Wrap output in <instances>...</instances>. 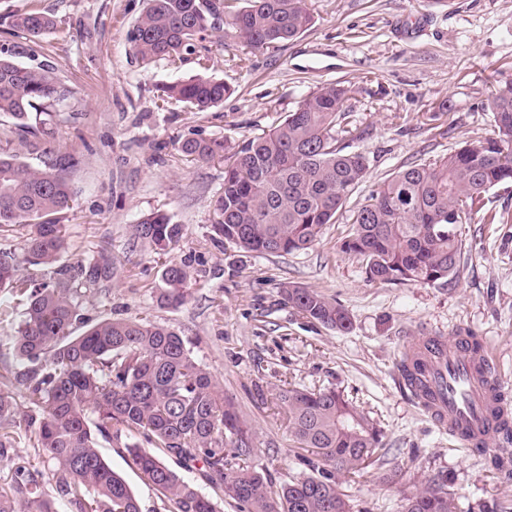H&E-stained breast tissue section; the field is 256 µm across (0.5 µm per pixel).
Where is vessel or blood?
Segmentation results:
<instances>
[{
  "label": "vessel or blood",
  "instance_id": "obj_1",
  "mask_svg": "<svg viewBox=\"0 0 512 512\" xmlns=\"http://www.w3.org/2000/svg\"><path fill=\"white\" fill-rule=\"evenodd\" d=\"M402 379L417 407L449 438L470 451L490 449L512 426V407L500 386L488 346L473 347L464 334L426 336L401 357Z\"/></svg>",
  "mask_w": 512,
  "mask_h": 512
}]
</instances>
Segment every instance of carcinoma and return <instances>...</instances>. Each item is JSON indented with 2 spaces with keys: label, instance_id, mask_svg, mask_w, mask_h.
Returning a JSON list of instances; mask_svg holds the SVG:
<instances>
[{
  "label": "carcinoma",
  "instance_id": "1",
  "mask_svg": "<svg viewBox=\"0 0 512 512\" xmlns=\"http://www.w3.org/2000/svg\"><path fill=\"white\" fill-rule=\"evenodd\" d=\"M13 26L39 40L54 28L51 16L28 11ZM313 15L306 0H147L129 33L137 59L182 58L205 49L208 33L233 30L244 49L260 52L306 32ZM0 48V114L26 134L47 135L52 108L71 90L47 63L24 65ZM163 96L203 112L221 103L224 81L197 74L161 88ZM346 90L327 83L304 96L270 130L234 148L227 141L188 138L179 150L190 160L224 157V190L214 203V232L245 253L304 252L320 238L368 174L366 157L344 142L362 136L344 109ZM494 135L464 143L428 163L391 173L352 215L341 239L343 253L362 260L366 278L382 284L442 285L460 275L459 226L484 206L493 187L512 182V81L489 100ZM75 159L59 154L35 168L0 152V288L26 298L14 336L15 350L31 368L17 381L28 392V415L37 447L53 462L49 474L18 463L0 480V512H56L57 496L75 512H141L122 475L98 449L97 436L137 432L148 447L126 452L172 512H223L221 502L185 481L166 462L200 463L205 477L241 512H350L339 477L360 474L381 447V429L334 388H288L280 406L307 472L270 490L253 460V433L224 389L192 355L173 328L130 317L104 319L81 333L76 295L107 277L109 263L78 265V275L57 262L68 249L60 215L70 208ZM32 228L25 259L9 237L11 227ZM132 236L160 254L178 243L182 228L153 212L131 226ZM43 266L37 283L20 275L22 261ZM191 274L170 261L161 272L160 300L180 305ZM284 304L325 327L347 332L348 311L321 292L293 284L280 289ZM21 412L0 391V460L15 447ZM52 484L54 495L44 490ZM404 512H454L448 478L407 496Z\"/></svg>",
  "mask_w": 512,
  "mask_h": 512
}]
</instances>
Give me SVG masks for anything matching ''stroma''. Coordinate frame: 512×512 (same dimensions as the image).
<instances>
[{
  "instance_id": "35a3bbf8",
  "label": "stroma",
  "mask_w": 512,
  "mask_h": 512,
  "mask_svg": "<svg viewBox=\"0 0 512 512\" xmlns=\"http://www.w3.org/2000/svg\"><path fill=\"white\" fill-rule=\"evenodd\" d=\"M314 23L295 40L245 55L234 31L207 35L204 56L142 64L128 35L145 0H0V47L29 62L28 37L13 14L38 10L55 27L38 49L71 88L58 107L51 140L21 144L0 115V149L38 167L45 149L73 155L75 202L62 216L74 266L101 254L112 275L81 290L78 312L94 323L137 317L175 329L238 407L254 432L255 463L272 488L303 472L298 444L278 406L288 387L333 388L353 399L383 431L380 459L344 481L352 512H403L407 496L438 474L448 477L455 512L481 500L512 504V475L486 454L460 449L413 403L398 363L418 336L463 330L490 344L494 366L512 392V183L485 195L483 211L462 225L465 263L452 285L368 282L361 260L340 250L352 210L390 173L429 162L464 142L491 136L493 87L512 81V0H307ZM206 73L229 87L204 112L162 100L161 86ZM336 82L344 107L365 134L350 151L365 155L366 180L336 223L306 252L257 255L224 242L212 228L224 188V161L195 163L177 148L186 138L237 145L269 129L309 92ZM154 211L182 227L173 250L157 254L133 239L132 224ZM510 216L489 224L485 214ZM186 264L189 295L178 306L158 300L166 263ZM313 288L344 306L349 332L306 318L281 301V283ZM21 298L0 289V390L29 411L16 381L29 364L14 349ZM121 431L99 448L138 499L141 512H168L132 465Z\"/></svg>"
}]
</instances>
